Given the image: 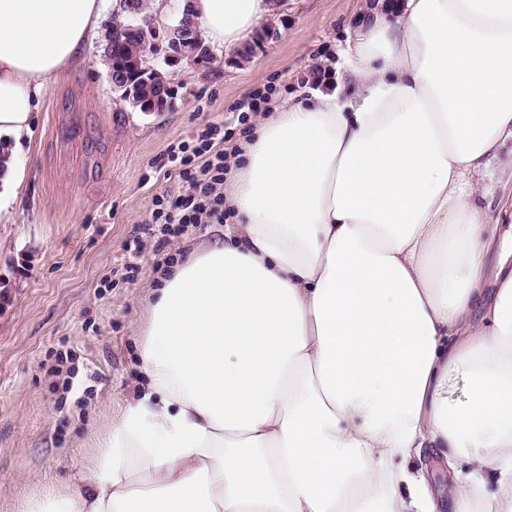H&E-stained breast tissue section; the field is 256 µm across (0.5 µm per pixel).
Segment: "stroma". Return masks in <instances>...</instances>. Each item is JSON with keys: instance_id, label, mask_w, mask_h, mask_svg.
<instances>
[{"instance_id": "1", "label": "stroma", "mask_w": 512, "mask_h": 512, "mask_svg": "<svg viewBox=\"0 0 512 512\" xmlns=\"http://www.w3.org/2000/svg\"><path fill=\"white\" fill-rule=\"evenodd\" d=\"M359 0H280L278 36L248 59L210 46L199 67L175 70L161 113L120 101L103 61L107 31L51 82L30 141L13 220L0 224V512L47 485H64L95 452L94 437L142 386L139 342L159 261L189 254L218 225L161 242L150 223L156 196L188 189L160 167L169 145L208 123L238 128L245 95L270 85L272 104L309 97L311 71L344 70L338 55ZM140 273L117 277L123 265ZM68 351L76 374L63 394L49 369ZM422 467L439 505L453 512L457 481L436 452Z\"/></svg>"}]
</instances>
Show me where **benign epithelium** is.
Instances as JSON below:
<instances>
[{"mask_svg":"<svg viewBox=\"0 0 512 512\" xmlns=\"http://www.w3.org/2000/svg\"><path fill=\"white\" fill-rule=\"evenodd\" d=\"M147 30L151 33L150 49L147 55L133 58L112 71L113 88L120 92V97L134 105L142 102L138 85L130 84L128 72L142 71L141 81L149 82L151 73H159L164 67H175L180 64L199 65L209 58V51L195 35L194 27L186 23L180 26H168L154 19L146 21ZM278 35L272 24H266L249 44V53L253 54L265 42Z\"/></svg>","mask_w":512,"mask_h":512,"instance_id":"benign-epithelium-1","label":"benign epithelium"}]
</instances>
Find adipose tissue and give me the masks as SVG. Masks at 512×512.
<instances>
[{
    "instance_id": "1",
    "label": "adipose tissue",
    "mask_w": 512,
    "mask_h": 512,
    "mask_svg": "<svg viewBox=\"0 0 512 512\" xmlns=\"http://www.w3.org/2000/svg\"><path fill=\"white\" fill-rule=\"evenodd\" d=\"M241 47L270 0H150ZM99 0H0V223L47 85ZM347 79L287 102L229 158L222 235L160 279L140 398L97 435L86 490L21 512H512V253L489 219L512 182V0H390L358 17ZM496 292H489V284ZM463 371L465 404L448 402ZM422 467L425 472L430 489L439 504L437 511H454L457 481L454 474L442 465L439 455L430 451L424 456Z\"/></svg>"
}]
</instances>
